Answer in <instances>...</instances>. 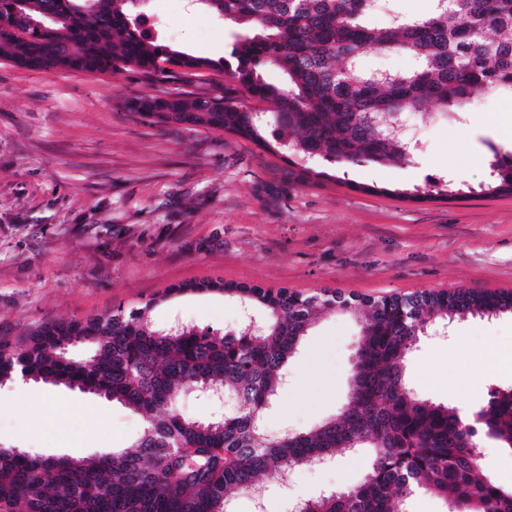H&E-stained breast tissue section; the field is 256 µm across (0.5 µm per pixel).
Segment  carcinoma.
Wrapping results in <instances>:
<instances>
[{
    "label": "carcinoma",
    "instance_id": "cac0c4a2",
    "mask_svg": "<svg viewBox=\"0 0 512 512\" xmlns=\"http://www.w3.org/2000/svg\"><path fill=\"white\" fill-rule=\"evenodd\" d=\"M141 0H0V60L44 73L120 74L211 86L204 94L163 91L123 102L158 123L228 132L266 152L347 168L400 165L410 146L389 132L394 114L449 119L482 95L512 96V0H435L413 19L376 27L377 0H196L237 27L218 61L172 49L139 11ZM370 53H399L404 70L383 80L361 70ZM273 68L280 80L270 82ZM232 78L226 86L218 75ZM264 105L257 111L256 104ZM480 193L512 195V153L493 151ZM286 176H327L310 166ZM445 179L413 200L456 197ZM182 290L219 291L261 331L218 336L188 323L153 329L148 308L102 318L48 322L20 342L0 341V385L21 373L142 413L137 449L89 462L0 449V512H234L228 492L252 494L261 479L280 483L298 464L331 460L341 448H369L362 480L303 499L297 512H407L422 493L448 512H512V491L485 473L477 445L512 452V387L478 403L474 430L458 411L417 397L405 356L427 330L458 314L512 315V293L425 290L362 301L347 408L309 432L262 438L260 419L316 312L349 308L332 293L203 282ZM87 346L85 360L62 353ZM219 389L242 410L207 420L184 416L187 389Z\"/></svg>",
    "mask_w": 512,
    "mask_h": 512
}]
</instances>
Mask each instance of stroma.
<instances>
[{"label": "stroma", "instance_id": "35a3bbf8", "mask_svg": "<svg viewBox=\"0 0 512 512\" xmlns=\"http://www.w3.org/2000/svg\"><path fill=\"white\" fill-rule=\"evenodd\" d=\"M167 44L219 59L236 29L187 0H145ZM141 73L46 74L0 60V340L43 323L147 308L154 326L174 318L223 333L240 313L222 293L187 291L217 281L334 291L350 309L320 316L287 366V383L264 410L269 439L305 431L348 401L362 300L457 288L512 292V196L411 201L401 192L448 177L471 188L488 179V129L512 97L482 96L458 120L413 124L420 151L399 166L365 162L347 180L283 184L284 160L238 136L157 124L126 112L125 99L155 95ZM512 351V316L455 319L448 335L422 338L406 360L421 398L473 407L512 386V358L494 370L485 350ZM142 416L63 386L0 387V448L91 460L133 449ZM367 451L299 466L263 503L230 497L235 512H288L362 477Z\"/></svg>", "mask_w": 512, "mask_h": 512}]
</instances>
